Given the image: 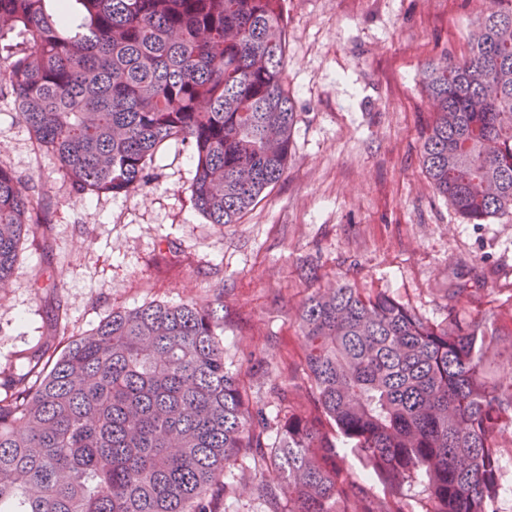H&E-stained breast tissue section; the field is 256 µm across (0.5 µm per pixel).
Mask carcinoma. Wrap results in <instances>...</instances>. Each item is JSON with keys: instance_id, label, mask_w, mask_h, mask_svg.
<instances>
[{"instance_id": "obj_1", "label": "carcinoma", "mask_w": 512, "mask_h": 512, "mask_svg": "<svg viewBox=\"0 0 512 512\" xmlns=\"http://www.w3.org/2000/svg\"><path fill=\"white\" fill-rule=\"evenodd\" d=\"M0 0V56L15 116L73 192L146 183L166 142L190 144L195 208L237 224L283 177L296 112L286 89L283 0ZM434 112L422 163L467 224L512 215V0L478 21L469 54L427 64ZM41 203L0 163V283L46 230ZM217 301L114 309L95 332L49 336L0 383V512H219L224 470L252 456L268 512H498L497 433L512 425V377L493 378L484 314L448 307L431 324L345 283L295 314L308 408L288 394L269 423L224 365ZM390 498L337 458L336 436ZM278 472L273 488L267 470Z\"/></svg>"}]
</instances>
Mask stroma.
Listing matches in <instances>:
<instances>
[{"instance_id":"35a3bbf8","label":"stroma","mask_w":512,"mask_h":512,"mask_svg":"<svg viewBox=\"0 0 512 512\" xmlns=\"http://www.w3.org/2000/svg\"><path fill=\"white\" fill-rule=\"evenodd\" d=\"M286 86L297 122L282 179L237 224L194 207L188 144L162 145L153 180L129 193L73 195L0 86V163L39 196L50 226L28 238L0 285V372L53 335L91 333L115 309L222 299L224 364L267 415L291 386L308 293L346 282L385 293L434 324L474 302L512 333V215L462 223L421 159L432 106L429 61L458 60L484 0H284ZM253 463L226 469L224 512H266Z\"/></svg>"}]
</instances>
